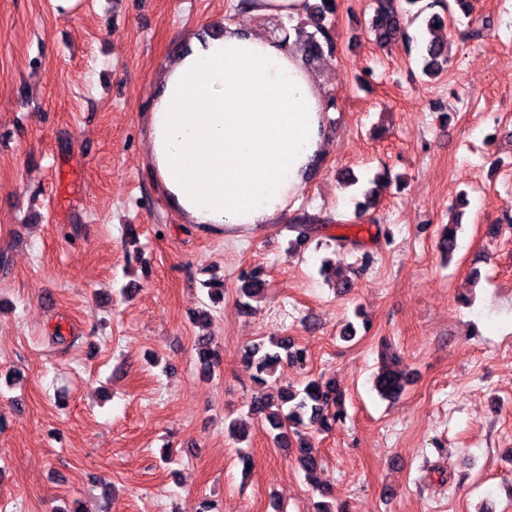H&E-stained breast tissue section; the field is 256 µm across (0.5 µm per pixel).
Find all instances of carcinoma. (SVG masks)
Here are the masks:
<instances>
[{
    "label": "carcinoma",
    "mask_w": 512,
    "mask_h": 512,
    "mask_svg": "<svg viewBox=\"0 0 512 512\" xmlns=\"http://www.w3.org/2000/svg\"><path fill=\"white\" fill-rule=\"evenodd\" d=\"M373 16L370 31L381 44L402 41L407 50H412L415 38L409 32L412 24L427 10H432L427 20V29L435 25L443 26L445 21L455 23L460 18H468L473 13L472 0H371ZM336 0H321V4L311 6L309 18L314 31L307 32L302 26H295L296 33L306 64L311 65L325 55L334 54L336 43L332 36L331 25L325 22L326 14L335 12ZM418 56L422 59L424 74L434 76L447 67L448 55L445 44L430 39L422 41ZM321 219L316 215L304 213L296 218L291 230L297 233L301 242L310 237L308 225L318 224ZM459 224L450 223L443 227L439 248L444 258L453 256L457 248V229ZM265 288V281L251 276L240 290V296L249 301L259 298ZM197 354L201 369L209 373L217 365V355L211 349L209 337L200 336L197 340ZM307 357V351L288 337L273 338L269 347L262 344L248 348L244 360L254 369L253 380L264 387L274 377L282 362L301 365ZM409 379L405 370L399 368V360L382 369L376 377V387L386 398L395 399L405 390ZM342 392L330 382L320 379H308L297 388L292 384L280 385L276 393H259L251 401L252 411L264 419L274 432V440L282 448L291 449L299 466L307 473H313L319 465L318 449L314 448L305 430L315 428L326 431L341 421L343 411Z\"/></svg>",
    "instance_id": "1"
}]
</instances>
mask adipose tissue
I'll return each mask as SVG.
<instances>
[{
	"instance_id": "ef3b65f1",
	"label": "adipose tissue",
	"mask_w": 512,
	"mask_h": 512,
	"mask_svg": "<svg viewBox=\"0 0 512 512\" xmlns=\"http://www.w3.org/2000/svg\"><path fill=\"white\" fill-rule=\"evenodd\" d=\"M328 114L293 41L228 24L157 71L148 166L183 223L252 231L293 209L324 156Z\"/></svg>"
}]
</instances>
